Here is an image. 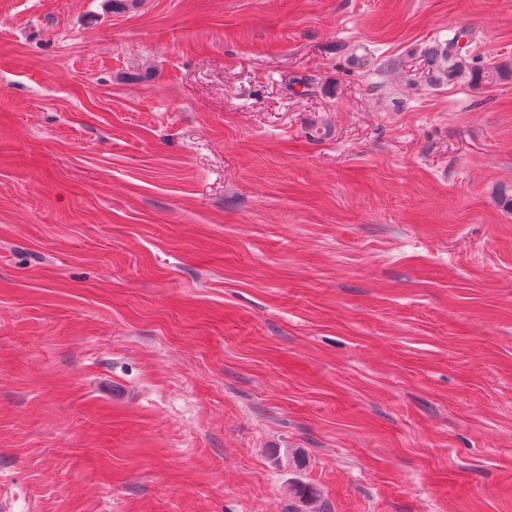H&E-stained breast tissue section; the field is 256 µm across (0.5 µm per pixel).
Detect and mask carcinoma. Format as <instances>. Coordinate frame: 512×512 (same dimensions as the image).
I'll return each mask as SVG.
<instances>
[{
	"label": "carcinoma",
	"instance_id": "obj_1",
	"mask_svg": "<svg viewBox=\"0 0 512 512\" xmlns=\"http://www.w3.org/2000/svg\"><path fill=\"white\" fill-rule=\"evenodd\" d=\"M475 40L476 30L461 26L454 31L452 37L431 49L429 59L436 83L448 84L467 78L472 87L481 89L512 77L511 67L494 64L470 65V46ZM289 489L299 504L295 512H303L305 506L315 498L313 489L306 483L296 481L289 485Z\"/></svg>",
	"mask_w": 512,
	"mask_h": 512
}]
</instances>
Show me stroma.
Returning <instances> with one entry per match:
<instances>
[{
	"instance_id": "stroma-1",
	"label": "stroma",
	"mask_w": 512,
	"mask_h": 512,
	"mask_svg": "<svg viewBox=\"0 0 512 512\" xmlns=\"http://www.w3.org/2000/svg\"><path fill=\"white\" fill-rule=\"evenodd\" d=\"M462 25L512 66V0H0L10 512H512V79L430 85Z\"/></svg>"
}]
</instances>
